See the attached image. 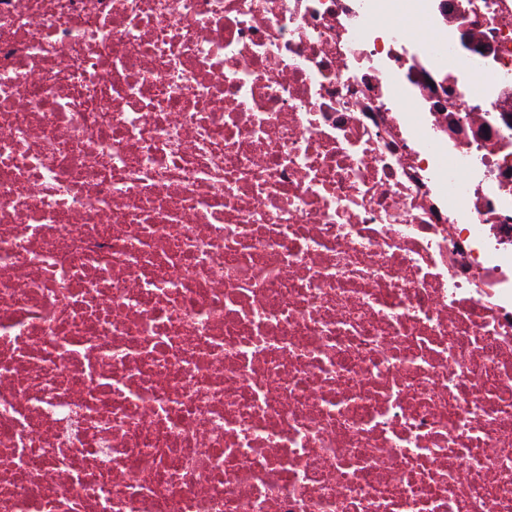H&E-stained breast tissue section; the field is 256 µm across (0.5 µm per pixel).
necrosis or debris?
Here are the masks:
<instances>
[{
  "label": "necrosis or debris",
  "instance_id": "necrosis-or-debris-1",
  "mask_svg": "<svg viewBox=\"0 0 512 512\" xmlns=\"http://www.w3.org/2000/svg\"><path fill=\"white\" fill-rule=\"evenodd\" d=\"M0 512H512V0H0Z\"/></svg>",
  "mask_w": 512,
  "mask_h": 512
}]
</instances>
